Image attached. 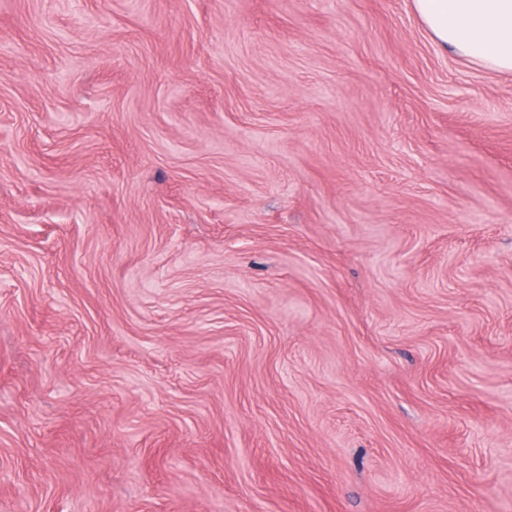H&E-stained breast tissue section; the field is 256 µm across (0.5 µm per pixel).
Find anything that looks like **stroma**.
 Masks as SVG:
<instances>
[{
	"mask_svg": "<svg viewBox=\"0 0 512 512\" xmlns=\"http://www.w3.org/2000/svg\"><path fill=\"white\" fill-rule=\"evenodd\" d=\"M0 512H512V74L411 0H0Z\"/></svg>",
	"mask_w": 512,
	"mask_h": 512,
	"instance_id": "stroma-1",
	"label": "stroma"
}]
</instances>
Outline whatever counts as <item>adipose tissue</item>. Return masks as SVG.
<instances>
[{
  "label": "adipose tissue",
  "mask_w": 512,
  "mask_h": 512,
  "mask_svg": "<svg viewBox=\"0 0 512 512\" xmlns=\"http://www.w3.org/2000/svg\"><path fill=\"white\" fill-rule=\"evenodd\" d=\"M411 5L443 49L512 73V0H411Z\"/></svg>",
  "instance_id": "1"
}]
</instances>
